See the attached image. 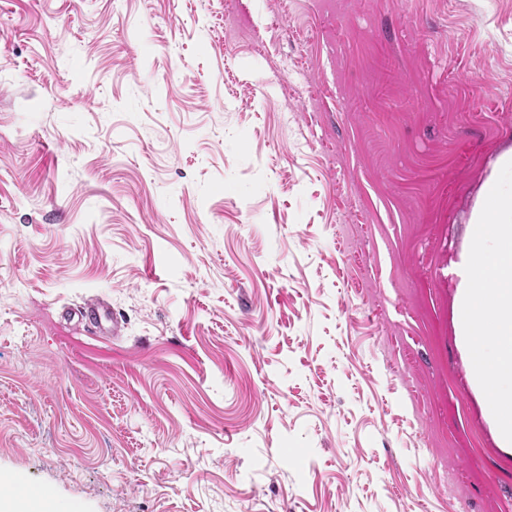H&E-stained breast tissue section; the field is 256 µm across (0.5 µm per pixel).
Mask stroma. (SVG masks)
<instances>
[{
    "instance_id": "1",
    "label": "stroma",
    "mask_w": 512,
    "mask_h": 512,
    "mask_svg": "<svg viewBox=\"0 0 512 512\" xmlns=\"http://www.w3.org/2000/svg\"><path fill=\"white\" fill-rule=\"evenodd\" d=\"M506 153L512 0H0V472L512 512L449 273ZM70 317L92 326L99 334L118 336L120 326L112 309L99 300H89L82 306L71 310Z\"/></svg>"
}]
</instances>
